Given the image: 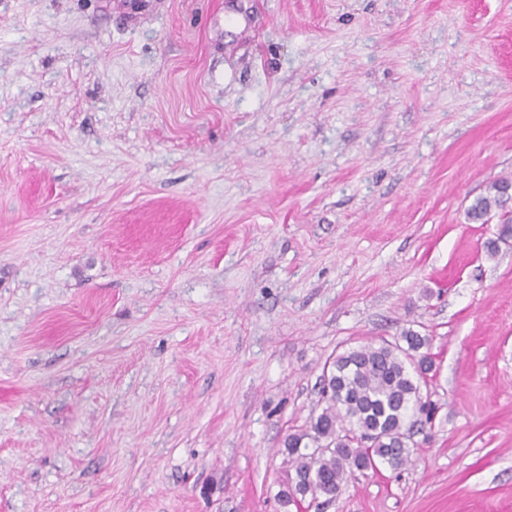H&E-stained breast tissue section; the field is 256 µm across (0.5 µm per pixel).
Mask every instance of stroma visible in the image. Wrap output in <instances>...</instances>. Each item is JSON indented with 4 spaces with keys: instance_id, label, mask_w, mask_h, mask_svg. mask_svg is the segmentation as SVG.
I'll use <instances>...</instances> for the list:
<instances>
[{
    "instance_id": "stroma-1",
    "label": "stroma",
    "mask_w": 512,
    "mask_h": 512,
    "mask_svg": "<svg viewBox=\"0 0 512 512\" xmlns=\"http://www.w3.org/2000/svg\"><path fill=\"white\" fill-rule=\"evenodd\" d=\"M0 0V512H285L344 349L429 339L400 469L512 512V0ZM511 185L512 180L509 178L497 180L490 185L485 194L477 196L467 209L468 219L473 222L488 220L493 210L499 211L498 224L502 225L499 236L485 244L487 254L492 257L499 253L502 245L511 246L512 211L508 209L510 201L508 193L512 190Z\"/></svg>"
}]
</instances>
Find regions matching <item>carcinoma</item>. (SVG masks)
<instances>
[{
  "instance_id": "obj_1",
  "label": "carcinoma",
  "mask_w": 512,
  "mask_h": 512,
  "mask_svg": "<svg viewBox=\"0 0 512 512\" xmlns=\"http://www.w3.org/2000/svg\"><path fill=\"white\" fill-rule=\"evenodd\" d=\"M511 187V179H499L467 209L473 222L498 211L499 236L485 244L492 257L512 244ZM427 345V337L407 330L393 342L348 348L324 366V407L304 430L283 441L286 469L277 493L282 506L333 498L348 473L365 470L372 461L392 469L410 461L415 417L429 421L436 411L421 392L432 370L423 352Z\"/></svg>"
}]
</instances>
